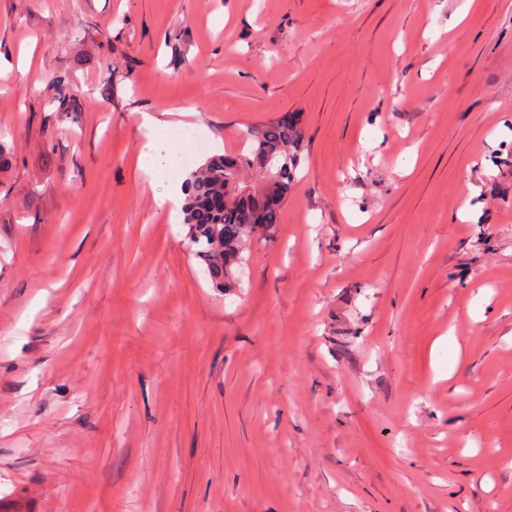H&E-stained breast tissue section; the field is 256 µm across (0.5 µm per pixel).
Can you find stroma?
<instances>
[{
	"label": "stroma",
	"mask_w": 512,
	"mask_h": 512,
	"mask_svg": "<svg viewBox=\"0 0 512 512\" xmlns=\"http://www.w3.org/2000/svg\"><path fill=\"white\" fill-rule=\"evenodd\" d=\"M144 112L302 116L232 291ZM0 512H512V0H0ZM144 148L139 157V166L143 172L154 178L168 167L171 159L162 152V145L157 140L151 139Z\"/></svg>",
	"instance_id": "1"
}]
</instances>
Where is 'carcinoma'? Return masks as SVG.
<instances>
[{
    "label": "carcinoma",
    "mask_w": 512,
    "mask_h": 512,
    "mask_svg": "<svg viewBox=\"0 0 512 512\" xmlns=\"http://www.w3.org/2000/svg\"><path fill=\"white\" fill-rule=\"evenodd\" d=\"M302 158L299 118L287 114L250 129L240 152L211 156L190 174L183 224L213 286H237L242 253L256 232L268 235L280 223ZM217 195L225 198L222 212L209 205Z\"/></svg>",
    "instance_id": "carcinoma-1"
}]
</instances>
